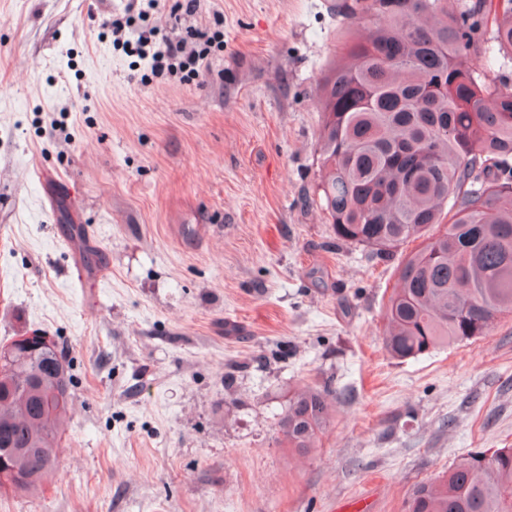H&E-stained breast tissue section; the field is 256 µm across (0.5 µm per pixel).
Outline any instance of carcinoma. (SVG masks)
<instances>
[{
    "label": "carcinoma",
    "mask_w": 512,
    "mask_h": 512,
    "mask_svg": "<svg viewBox=\"0 0 512 512\" xmlns=\"http://www.w3.org/2000/svg\"><path fill=\"white\" fill-rule=\"evenodd\" d=\"M490 39H484L487 24ZM320 90L315 195L336 239L398 267L384 343L399 360L489 335L512 314V83L471 53L512 60V0H371ZM58 345L0 364V493L35 495L58 462L71 374ZM328 382L288 392V447H316ZM407 512H512V448L477 452L416 484Z\"/></svg>",
    "instance_id": "carcinoma-1"
}]
</instances>
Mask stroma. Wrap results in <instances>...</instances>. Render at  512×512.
<instances>
[{
	"mask_svg": "<svg viewBox=\"0 0 512 512\" xmlns=\"http://www.w3.org/2000/svg\"><path fill=\"white\" fill-rule=\"evenodd\" d=\"M355 3L202 0L224 51L181 85L101 37L120 0H0V343L46 331L73 377L58 467L0 512H404L512 448V318L392 358L414 245L340 243L314 200ZM327 380L329 426L288 448L289 391Z\"/></svg>",
	"mask_w": 512,
	"mask_h": 512,
	"instance_id": "35a3bbf8",
	"label": "stroma"
}]
</instances>
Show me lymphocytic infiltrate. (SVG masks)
<instances>
[{
    "instance_id": "obj_1",
    "label": "lymphocytic infiltrate",
    "mask_w": 512,
    "mask_h": 512,
    "mask_svg": "<svg viewBox=\"0 0 512 512\" xmlns=\"http://www.w3.org/2000/svg\"><path fill=\"white\" fill-rule=\"evenodd\" d=\"M199 9L200 0H176L167 12L162 0H127L101 26L115 48L136 53L152 75L193 81L224 50L223 29L194 24Z\"/></svg>"
}]
</instances>
